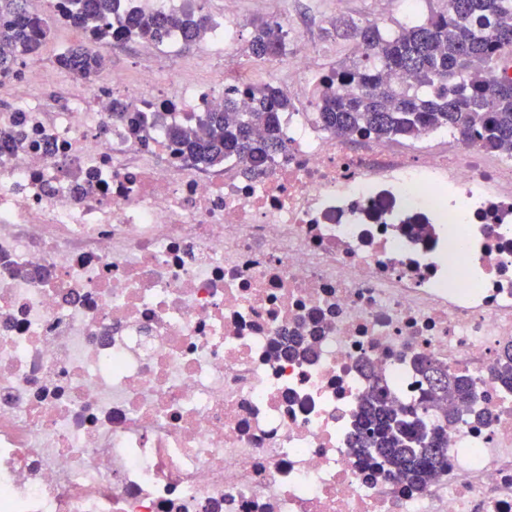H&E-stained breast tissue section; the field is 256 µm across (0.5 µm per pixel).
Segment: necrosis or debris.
I'll return each mask as SVG.
<instances>
[{
  "label": "necrosis or debris",
  "mask_w": 512,
  "mask_h": 512,
  "mask_svg": "<svg viewBox=\"0 0 512 512\" xmlns=\"http://www.w3.org/2000/svg\"><path fill=\"white\" fill-rule=\"evenodd\" d=\"M317 53L255 175L173 136L248 107L236 73L0 106V512H512V158L323 130ZM424 358L471 395L426 414L447 461L414 486L353 415L372 372L422 404Z\"/></svg>",
  "instance_id": "4bbe7bcc"
}]
</instances>
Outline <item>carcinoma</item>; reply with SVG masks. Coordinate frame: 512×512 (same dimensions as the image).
Here are the masks:
<instances>
[{
  "instance_id": "carcinoma-1",
  "label": "carcinoma",
  "mask_w": 512,
  "mask_h": 512,
  "mask_svg": "<svg viewBox=\"0 0 512 512\" xmlns=\"http://www.w3.org/2000/svg\"><path fill=\"white\" fill-rule=\"evenodd\" d=\"M74 26L87 29L98 43L149 36L164 43L170 30L184 27V46L200 39V24L172 14L126 9L120 0H75ZM53 28L48 17L36 23L28 0H0V42L17 50L0 54V71L21 57L38 54ZM336 37L359 41L365 50L350 68L333 70L320 81L315 118L325 130L339 136L358 132L390 140H413L426 132L446 131L464 143L478 142L497 151L512 146V80L500 81L494 65L512 50V0H447L443 9L412 18L395 30L373 21L338 20ZM253 58L279 59L285 55V33L271 23L256 26L249 44ZM58 68L88 82L96 80L107 61L99 50L83 43L63 49ZM252 107L239 111L234 95H224V111L208 112L197 129H178L189 158L216 164L242 159L249 171L258 170L267 157L285 148L279 113L291 102L269 82L251 86ZM444 375V386L428 385L422 411L454 398L465 400L464 379L428 359L419 372ZM497 376L512 384V352L499 358ZM355 423V447L380 459L382 467L414 484L427 481L444 463L445 442L411 411L393 407L382 379L372 374Z\"/></svg>"
}]
</instances>
